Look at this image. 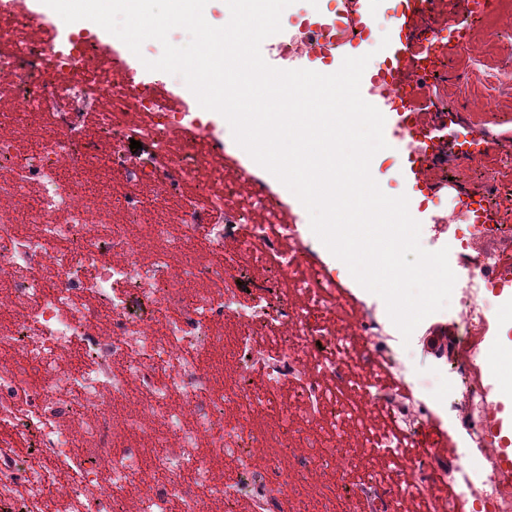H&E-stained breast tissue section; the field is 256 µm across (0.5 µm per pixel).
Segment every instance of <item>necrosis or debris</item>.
Segmentation results:
<instances>
[{"label":"necrosis or debris","mask_w":512,"mask_h":512,"mask_svg":"<svg viewBox=\"0 0 512 512\" xmlns=\"http://www.w3.org/2000/svg\"><path fill=\"white\" fill-rule=\"evenodd\" d=\"M437 17L409 74L475 14ZM348 8L293 22L284 70L324 59ZM414 104L406 160L440 152L429 85L387 82ZM0 512H512V446L493 372L512 335V159L467 141L482 187L432 209L420 237H450L458 274L438 369L335 274L269 183L225 152L199 105L172 106L97 35L58 37L0 0ZM146 155L128 153L129 140ZM451 381L450 396L436 385ZM456 423L474 467L427 431ZM376 453L375 471L358 453ZM335 473L309 507L296 478Z\"/></svg>","instance_id":"4bbe7bcc"}]
</instances>
